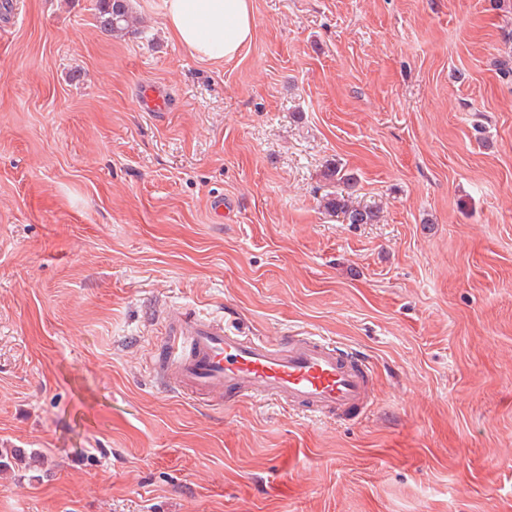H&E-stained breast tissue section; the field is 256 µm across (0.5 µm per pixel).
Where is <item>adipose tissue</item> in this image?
Instances as JSON below:
<instances>
[{"label":"adipose tissue","mask_w":512,"mask_h":512,"mask_svg":"<svg viewBox=\"0 0 512 512\" xmlns=\"http://www.w3.org/2000/svg\"><path fill=\"white\" fill-rule=\"evenodd\" d=\"M165 21L203 59L233 57L253 35L250 0H165Z\"/></svg>","instance_id":"obj_1"}]
</instances>
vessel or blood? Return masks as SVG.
I'll list each match as a JSON object with an SVG mask.
<instances>
[{
	"instance_id": "obj_1",
	"label": "vessel or blood",
	"mask_w": 512,
	"mask_h": 512,
	"mask_svg": "<svg viewBox=\"0 0 512 512\" xmlns=\"http://www.w3.org/2000/svg\"><path fill=\"white\" fill-rule=\"evenodd\" d=\"M140 104L148 112L172 106L152 84L141 86ZM165 333L153 355L155 376L162 389L188 401L231 405L248 398L318 420H359L372 405V366L342 343L302 333L257 336L188 310L168 312Z\"/></svg>"
}]
</instances>
